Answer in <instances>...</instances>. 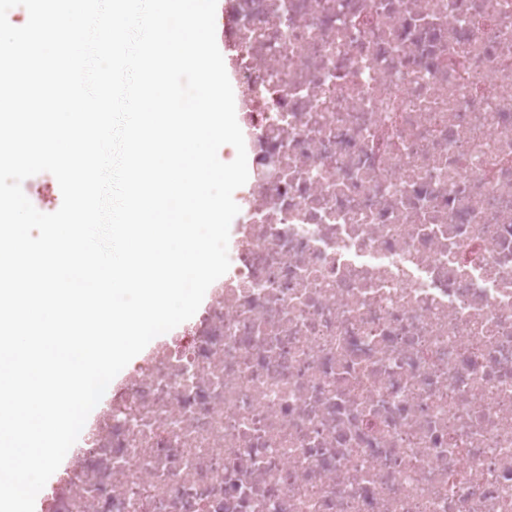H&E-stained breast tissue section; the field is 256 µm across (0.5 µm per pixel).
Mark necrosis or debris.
<instances>
[{
	"label": "necrosis or debris",
	"mask_w": 512,
	"mask_h": 512,
	"mask_svg": "<svg viewBox=\"0 0 512 512\" xmlns=\"http://www.w3.org/2000/svg\"><path fill=\"white\" fill-rule=\"evenodd\" d=\"M229 274L42 512H512V0H226Z\"/></svg>",
	"instance_id": "necrosis-or-debris-1"
}]
</instances>
